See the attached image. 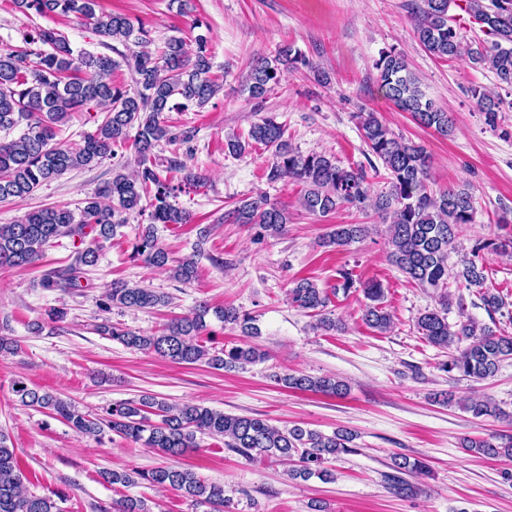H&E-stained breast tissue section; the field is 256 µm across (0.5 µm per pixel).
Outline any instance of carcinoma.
<instances>
[{
  "mask_svg": "<svg viewBox=\"0 0 512 512\" xmlns=\"http://www.w3.org/2000/svg\"><path fill=\"white\" fill-rule=\"evenodd\" d=\"M14 4L38 15H73L95 33L124 45L148 43L150 31L126 16L96 11L97 0H13ZM456 0H422L414 12V35L430 55L455 59L467 52L472 63L493 72L501 85L512 88V0H465L463 10L485 34L465 49L459 29L450 14ZM189 52L186 41L171 36L158 57L146 50L122 55L123 63L135 75L137 90L130 91L112 81L120 62L112 56L81 50L74 52L65 35L54 28L35 26L24 33L22 45L0 49V131L11 132L24 126L22 133L9 141L0 140V202L20 203L42 185L70 170L100 164L115 153L118 146L130 145L136 154V167L119 173L84 202L79 212L48 206L28 211L11 224H0V268L28 267L42 259L51 242L62 237L78 238L83 248L63 270L49 269L42 275L48 289L81 287L84 268L98 261V245L116 235L125 222L124 215L147 216L131 259L167 270L183 284L198 277L194 257L180 260L170 257L156 232L158 224H188L189 212L173 204L179 187L162 176L159 164L151 159L154 150L168 145L188 143L193 131L172 129L165 113L190 104L206 105L223 84L212 75L207 38L196 39ZM301 55L292 47L279 48L274 59H252L242 91L251 99H262L281 85ZM379 87L384 96L400 110L411 114L415 122L449 137L455 130L451 113L426 98L419 79L410 70L405 57L384 52L375 63ZM485 123L494 128L504 100L492 92L473 90ZM83 108L101 113L95 127L74 143L55 141L59 127L71 114ZM369 151L382 161L388 172V190L371 193L362 168L342 167L330 157L311 152L306 155L285 139L284 126L273 117L253 124L249 139L272 151L268 179H295L305 185L302 206L323 216L339 207L359 211L373 209L391 214L387 234V258L405 277L438 297L439 307L428 309L417 318L418 329L432 345L448 350V359L440 363L447 373L482 381L496 375L500 364L512 356V336L481 326L459 308L460 320L448 322V256L466 227L474 223L473 197L466 188H448L437 194L428 190L430 157L420 143L395 134L375 112L355 114ZM135 135H130V132ZM234 224H251L259 239L284 234L288 216L265 195L246 199L224 215ZM363 224H338L322 238V245L341 248L362 238ZM509 255L512 238L484 240L475 244L471 256L459 262L454 280L460 288H476L484 306L498 311L505 306L503 297L485 287V263L480 252ZM369 303L363 319L375 331L390 330L393 319L381 306L383 288L377 282L363 288ZM291 304L317 317V327L336 331L341 325L328 310V292L308 279L289 289ZM172 298L150 288L126 281H114L97 300L100 311L112 308L151 310L167 307ZM210 307L198 305L193 312L170 319L157 331H134L105 318L96 330L123 346L153 353L175 364H205L215 370H231L265 359V353L249 342L258 335L254 318L237 308L214 310L216 318L240 329L245 340L219 349L205 344L206 316ZM67 312L52 309L46 317L31 324V331L42 333L65 319ZM283 387L341 396L347 384L334 376L295 372L275 376ZM12 391L18 402L49 417L65 422L75 433L102 440L112 433L125 441L142 444L166 459L178 458L198 447L197 436L224 440V447L249 461L275 458L292 463L289 478L333 479L327 464L338 455L354 452V434L338 430L324 434L300 425L278 427L260 417L226 414L203 404H172L163 397L145 394L138 399L119 402L103 415L85 413L74 403L54 393L28 385L25 379L14 381ZM465 409L476 418L501 416L503 411L488 399L472 398ZM157 420H151V417ZM0 431V512H63L64 495H38L28 490L18 467L15 448ZM471 453L491 458L512 459V436L491 433L463 440ZM395 471L415 475L427 469L418 459L400 456L393 459ZM104 482L130 487L145 480L155 487L175 490L208 512H224V486L210 483L195 472L174 465L151 470H106ZM110 512H152L144 500L124 495L112 501Z\"/></svg>",
  "mask_w": 512,
  "mask_h": 512,
  "instance_id": "carcinoma-1",
  "label": "carcinoma"
}]
</instances>
